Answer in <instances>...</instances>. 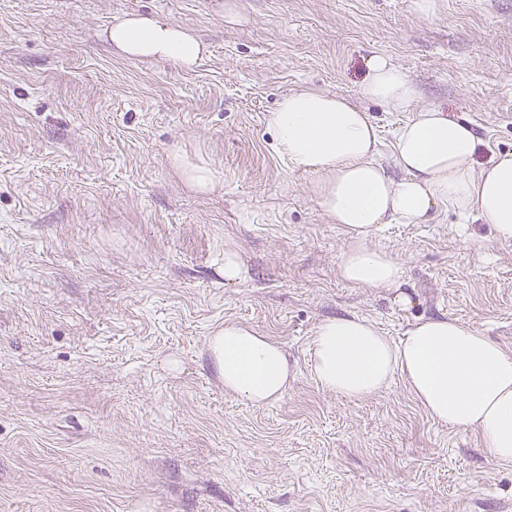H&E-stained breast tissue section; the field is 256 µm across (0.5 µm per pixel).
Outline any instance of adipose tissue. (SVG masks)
<instances>
[{
    "label": "adipose tissue",
    "mask_w": 512,
    "mask_h": 512,
    "mask_svg": "<svg viewBox=\"0 0 512 512\" xmlns=\"http://www.w3.org/2000/svg\"><path fill=\"white\" fill-rule=\"evenodd\" d=\"M107 37L123 58L185 69L206 53L191 28L151 14L115 17ZM369 70L361 99L411 115L396 132L400 178L375 162L378 128L346 97L291 90L266 116L277 154L292 170L316 173L317 204L347 235L342 279L365 288L400 287L403 264L371 248L369 238L383 224L427 223L442 207L475 215L497 240L511 242L512 152L475 168L481 142L467 123L437 107L417 108L416 85L385 56L373 55ZM209 351L225 390L250 404H266L288 388L284 349L252 328L225 325L211 336ZM310 370L320 388L352 399L401 374L430 417L476 432L492 459L512 463V354L466 323L424 319L393 342L363 318H329L313 336Z\"/></svg>",
    "instance_id": "obj_1"
}]
</instances>
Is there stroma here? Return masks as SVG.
Segmentation results:
<instances>
[{
	"label": "stroma",
	"mask_w": 512,
	"mask_h": 512,
	"mask_svg": "<svg viewBox=\"0 0 512 512\" xmlns=\"http://www.w3.org/2000/svg\"><path fill=\"white\" fill-rule=\"evenodd\" d=\"M224 2L0 0V512H512V464L403 377L355 400L309 369L339 316L394 341L453 318L512 353V242L442 208L371 237L402 287L352 285L343 228L265 124L290 90L357 99L378 53L474 128L485 165L512 151V0H236L237 26ZM133 12L190 27L204 59L114 55L106 31ZM364 108L392 166L408 115ZM176 149L214 192L188 189ZM227 323L282 344L281 398L225 391L209 339ZM171 158L189 188L199 194H209L214 191L218 182V174L210 166L193 162L178 152L177 149Z\"/></svg>",
	"instance_id": "35a3bbf8"
}]
</instances>
